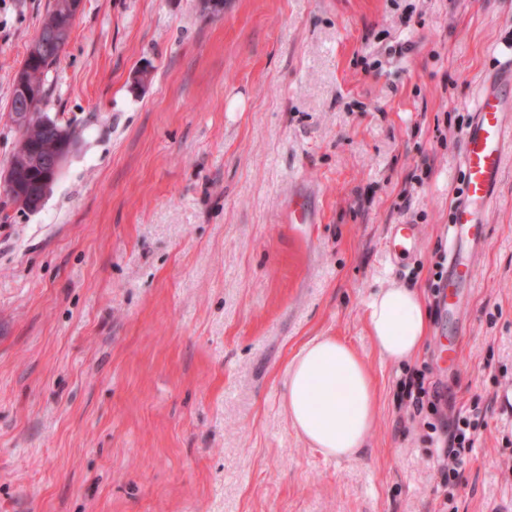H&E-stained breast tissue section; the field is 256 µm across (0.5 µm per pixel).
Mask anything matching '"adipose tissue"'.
<instances>
[{"label": "adipose tissue", "instance_id": "adipose-tissue-1", "mask_svg": "<svg viewBox=\"0 0 512 512\" xmlns=\"http://www.w3.org/2000/svg\"><path fill=\"white\" fill-rule=\"evenodd\" d=\"M428 311L418 289L393 285L369 303L370 334L380 356L412 358L428 331ZM286 406L293 427L325 455L351 461L366 446L376 418L373 380L364 361L334 336L308 338L289 363Z\"/></svg>", "mask_w": 512, "mask_h": 512}]
</instances>
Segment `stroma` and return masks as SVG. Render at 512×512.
Returning <instances> with one entry per match:
<instances>
[{"instance_id":"stroma-1","label":"stroma","mask_w":512,"mask_h":512,"mask_svg":"<svg viewBox=\"0 0 512 512\" xmlns=\"http://www.w3.org/2000/svg\"><path fill=\"white\" fill-rule=\"evenodd\" d=\"M52 2L0 0V171ZM511 56L512 0H83L42 107L75 148L38 211L0 191V512H512L511 155L452 321L433 291L464 135ZM298 189L314 223L288 221ZM407 221L397 267L385 239ZM393 284L430 315L401 362L368 325ZM312 336L373 377L359 459L288 419ZM422 365L448 415L484 410L453 488L400 397ZM418 237V226L416 224H394L390 228L388 244L395 250L409 252L414 249Z\"/></svg>"}]
</instances>
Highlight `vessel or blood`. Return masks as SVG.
<instances>
[{"mask_svg": "<svg viewBox=\"0 0 512 512\" xmlns=\"http://www.w3.org/2000/svg\"><path fill=\"white\" fill-rule=\"evenodd\" d=\"M511 104L512 60L489 76L466 134L460 159L463 187L448 225L443 297L460 299L472 286L475 259L487 243L483 213L493 203L503 159L512 153V113L507 110ZM417 237V225L395 224L388 243L408 252L414 249Z\"/></svg>", "mask_w": 512, "mask_h": 512, "instance_id": "b4317fda", "label": "vessel or blood"}]
</instances>
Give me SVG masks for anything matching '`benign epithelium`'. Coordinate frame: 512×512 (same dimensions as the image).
<instances>
[{"label": "benign epithelium", "mask_w": 512, "mask_h": 512, "mask_svg": "<svg viewBox=\"0 0 512 512\" xmlns=\"http://www.w3.org/2000/svg\"><path fill=\"white\" fill-rule=\"evenodd\" d=\"M68 33L69 30L66 28L54 24L49 25L45 31L36 35L30 45L29 54L37 57L46 53L49 48L46 38L49 37L56 42L65 38ZM17 87L25 101L24 111L16 115L17 125L24 133L20 147L23 148L25 154V168L38 167L41 169L40 180L28 188L32 211L35 212L43 206L50 194L51 188L70 154L71 146L69 138L62 131L59 132L54 142L42 143L43 132L48 127V122L46 118L30 111V102L36 95V86L22 79L18 81ZM21 175H23L21 169L8 168L5 173L0 174V189L3 191L21 190Z\"/></svg>", "instance_id": "1"}]
</instances>
